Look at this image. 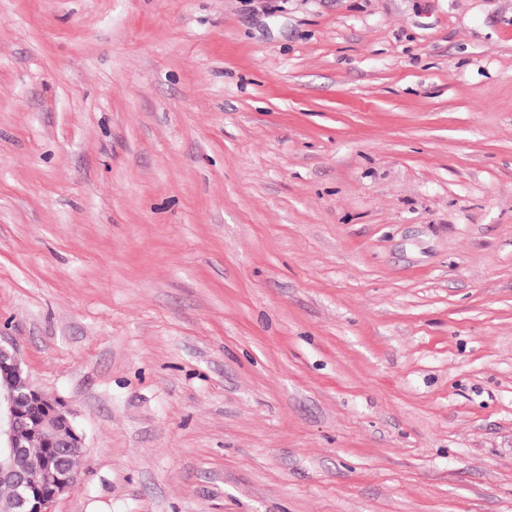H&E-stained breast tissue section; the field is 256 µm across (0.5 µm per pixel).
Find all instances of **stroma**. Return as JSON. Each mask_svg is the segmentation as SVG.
Returning a JSON list of instances; mask_svg holds the SVG:
<instances>
[{
  "label": "stroma",
  "mask_w": 512,
  "mask_h": 512,
  "mask_svg": "<svg viewBox=\"0 0 512 512\" xmlns=\"http://www.w3.org/2000/svg\"><path fill=\"white\" fill-rule=\"evenodd\" d=\"M0 336L51 512H512V0H0ZM11 347L0 343V505L18 503L15 485L27 494L18 507L27 512H50L57 498L77 487L85 454L84 437L63 403L32 383L16 349ZM30 422H35V428L51 445L49 449L39 435H34L22 451L26 467L34 474L44 470L50 451L41 477L29 475L14 461ZM61 431L69 434L63 441L58 437ZM2 456L6 462H2Z\"/></svg>",
  "instance_id": "1"
}]
</instances>
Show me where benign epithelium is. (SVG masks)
Here are the masks:
<instances>
[{
	"mask_svg": "<svg viewBox=\"0 0 512 512\" xmlns=\"http://www.w3.org/2000/svg\"><path fill=\"white\" fill-rule=\"evenodd\" d=\"M31 422L50 443L47 467L40 477L14 461ZM84 454V437L74 426L71 412L32 383L15 348L0 344V457H5L0 461V483L25 490L18 507L50 512L57 498L77 487Z\"/></svg>",
	"mask_w": 512,
	"mask_h": 512,
	"instance_id": "benign-epithelium-1",
	"label": "benign epithelium"
}]
</instances>
